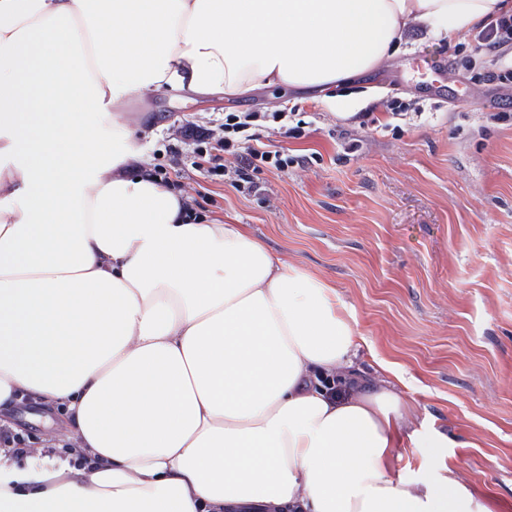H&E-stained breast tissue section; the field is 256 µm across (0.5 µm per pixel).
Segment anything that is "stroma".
I'll use <instances>...</instances> for the list:
<instances>
[{
	"label": "stroma",
	"instance_id": "35a3bbf8",
	"mask_svg": "<svg viewBox=\"0 0 512 512\" xmlns=\"http://www.w3.org/2000/svg\"><path fill=\"white\" fill-rule=\"evenodd\" d=\"M458 41L471 68L414 31L391 59L321 94L151 93L128 115L142 126L143 165L196 213L337 289L366 339L357 368L395 363L427 426L447 433L460 480L512 512V84L484 79L502 69L499 52H476L470 31ZM289 111L299 129L272 122L262 138L288 153L287 169L248 183L236 156L212 168L191 134L223 138L230 112ZM10 421L30 453L64 432L57 407L28 399Z\"/></svg>",
	"mask_w": 512,
	"mask_h": 512
}]
</instances>
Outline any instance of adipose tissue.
<instances>
[{"mask_svg": "<svg viewBox=\"0 0 512 512\" xmlns=\"http://www.w3.org/2000/svg\"><path fill=\"white\" fill-rule=\"evenodd\" d=\"M512 0H0V408L67 447L0 450V512H494L336 289L140 165L130 101L321 88ZM428 460L402 480L399 449ZM10 421L15 433L10 429L0 427V447L23 448L24 437L29 455L37 451H48L55 446L63 436L64 417L57 407L45 406L23 399L11 409ZM18 433V434H16ZM0 448V449H1Z\"/></svg>", "mask_w": 512, "mask_h": 512, "instance_id": "1", "label": "adipose tissue"}]
</instances>
